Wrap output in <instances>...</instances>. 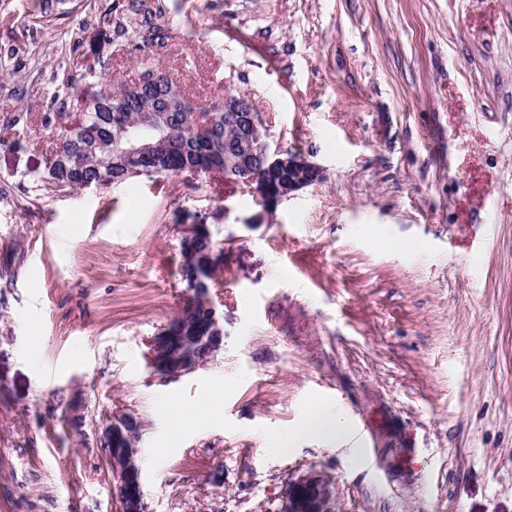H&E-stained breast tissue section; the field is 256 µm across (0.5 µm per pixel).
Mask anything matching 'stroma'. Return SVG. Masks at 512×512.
Segmentation results:
<instances>
[{
	"mask_svg": "<svg viewBox=\"0 0 512 512\" xmlns=\"http://www.w3.org/2000/svg\"><path fill=\"white\" fill-rule=\"evenodd\" d=\"M94 0H0V512H116L101 430L131 413L146 512H269L335 476L344 512H512V0H145L160 47H116ZM80 32L113 83L153 63L194 103L241 93L321 182L264 208L212 173L32 185ZM214 217L224 348L165 377L146 341L189 294L180 225ZM221 414L169 442V402ZM345 439L281 452L306 407Z\"/></svg>",
	"mask_w": 512,
	"mask_h": 512,
	"instance_id": "obj_1",
	"label": "stroma"
}]
</instances>
